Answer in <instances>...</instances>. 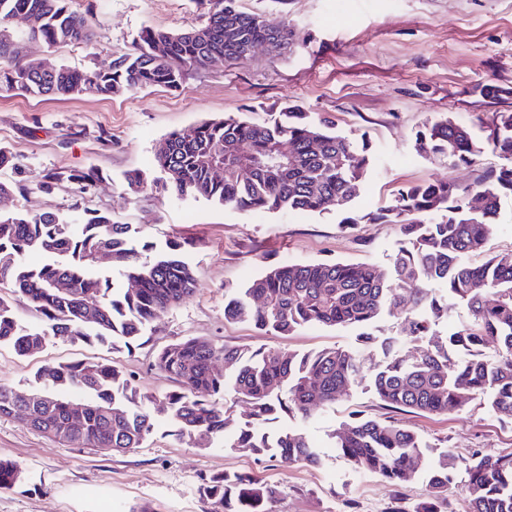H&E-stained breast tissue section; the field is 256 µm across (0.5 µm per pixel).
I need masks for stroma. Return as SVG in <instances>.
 <instances>
[{"label": "stroma", "instance_id": "obj_1", "mask_svg": "<svg viewBox=\"0 0 512 512\" xmlns=\"http://www.w3.org/2000/svg\"><path fill=\"white\" fill-rule=\"evenodd\" d=\"M246 11L283 17L293 33L287 51L257 49L251 56L190 71L183 86L143 88L111 97L76 94L33 97L0 88V147L11 162L0 181L21 191L0 197V211L52 210L73 223L88 212L137 228L139 238L163 250L185 243L193 268L194 293L148 324L132 349L50 339L21 356L0 346V384L28 393L38 389V369L47 364L91 361L117 365L143 391L162 396L176 390L154 366L160 348L198 337L217 345L256 349L278 346L300 353L341 346L359 351L365 369L378 357L361 348L359 328L307 326L289 336L262 334L248 322L224 319L225 291L262 269L288 263H368L388 268L400 238L393 224L346 225L336 209L321 213L243 212L203 199H181L147 189L127 191L125 175L158 177L154 148L164 136L227 114L262 122L284 104L327 112L356 147H367L373 166L354 208L394 206L399 188L425 180L472 182L500 164L488 151L471 167L422 159L414 134L424 122L449 116L466 124L512 110V0H242ZM90 19L92 45L47 48L26 39L28 61L49 58L75 67L105 68L129 50L147 27L183 31L203 21L194 0H70ZM504 88L501 97L486 86ZM97 169L100 180L87 192L62 183L51 192L38 185L52 171ZM512 251V198L502 197L498 222L474 265ZM374 419L393 417L416 432L426 448L414 478L400 489L379 476L355 471L333 446L332 432L351 412ZM270 430H302L319 463L309 466L225 448L188 446L159 415L142 447L109 454L73 448L32 430L22 416L0 417V457L17 462L22 484L0 490V512H208L198 491L202 475L247 472L281 486L269 512H415L428 499V479L440 455L467 457L512 453V420L492 413L484 399L440 415L390 412L360 380L336 404L310 419L281 415Z\"/></svg>", "mask_w": 512, "mask_h": 512}]
</instances>
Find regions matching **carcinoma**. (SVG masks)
<instances>
[{
  "mask_svg": "<svg viewBox=\"0 0 512 512\" xmlns=\"http://www.w3.org/2000/svg\"><path fill=\"white\" fill-rule=\"evenodd\" d=\"M206 20L190 31L147 29L132 49L107 69L78 68L51 61L28 68L17 42L38 38L55 48L92 43L87 18L69 8V0H0V87L34 97H64L91 91L110 95L146 87L183 86L188 71L204 69L219 57H244L270 45L281 54L293 43L288 22L247 13L239 0H199ZM476 135L469 126L442 117L424 124L415 148L427 159L468 165L489 148L505 163L486 169L468 184L422 181L397 193V204L380 212L359 213L353 203L372 168L367 149L357 150L336 132L326 115L286 107L263 124L227 115L176 131L155 146L157 168L165 177L153 187L180 198H204L241 211L321 213L331 206L348 213L342 223L399 226L392 263L380 270L366 263H290L268 268L242 288L228 289L224 320L249 321L267 335L285 336L311 324L370 326L385 310L400 305L399 292L411 298L401 310L396 335L383 341L362 333L363 345L379 353L371 373L374 398L383 406L411 413L441 414L460 409L478 395H490L492 410L512 418V253L480 265L460 257L479 253L497 224L500 200L512 197V112H495ZM224 163L223 175L214 163ZM100 179L92 170L48 172L45 191L62 182L79 192ZM478 197L473 208L469 198ZM440 214V221L429 220ZM37 249L48 261L30 268L23 262ZM153 246L136 238L129 224L93 215L76 232L58 213H0V288L27 298L43 325H20L0 295V345L19 355L44 347L52 336L77 341L123 343L130 348L151 321L190 296L196 284L183 260L181 245L171 243L156 256ZM127 281L122 288L99 273L98 253ZM99 304L89 320V299ZM465 306L471 323L440 336L431 323L447 313L448 299ZM419 344L417 355L405 352ZM493 345L496 356L484 357ZM155 366L182 391L159 399L143 392L118 366L68 362L37 371L42 402L0 385V417L25 404L28 425L74 448H110L123 452L143 445L156 413L168 414L177 436L195 448L224 438V447L265 456L274 451L290 461L316 464L319 458L298 430L275 435L265 424L282 413L307 418L346 394L362 374L357 352L325 348L297 354L278 347L257 350L217 347L199 338L166 345ZM236 402L251 406L256 422L243 427L233 419ZM334 448L358 472L380 476L398 487L416 474L421 440L395 420L352 415L333 433ZM467 475L470 512H512V454L444 455L431 468L430 500L416 512H437L448 491L451 470ZM24 481L21 467L0 458V489ZM199 492L209 512H264L282 490L244 474L212 473L200 478Z\"/></svg>",
  "mask_w": 512,
  "mask_h": 512,
  "instance_id": "obj_1",
  "label": "carcinoma"
}]
</instances>
